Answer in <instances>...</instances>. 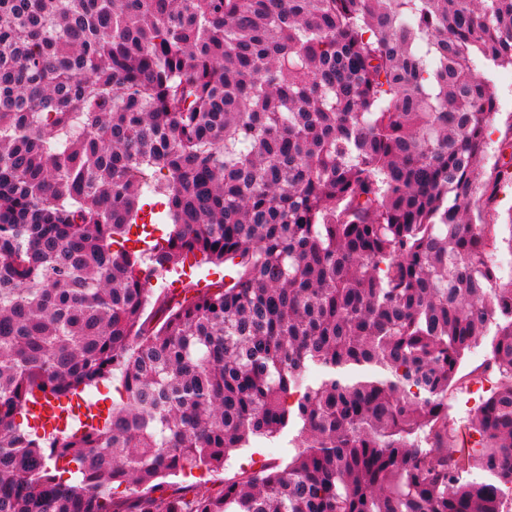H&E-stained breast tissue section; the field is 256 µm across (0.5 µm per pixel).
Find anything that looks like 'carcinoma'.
Returning a JSON list of instances; mask_svg holds the SVG:
<instances>
[{
	"label": "carcinoma",
	"mask_w": 512,
	"mask_h": 512,
	"mask_svg": "<svg viewBox=\"0 0 512 512\" xmlns=\"http://www.w3.org/2000/svg\"><path fill=\"white\" fill-rule=\"evenodd\" d=\"M487 61L512 0H0V512H504ZM190 254L229 280L148 311ZM492 327L464 481L448 394ZM112 387V379L103 380L97 387L86 389L82 397L86 402L95 404V407L107 409L112 406ZM289 438H291V436H283L279 439L274 438L271 440L262 439L254 443L252 445L253 448H242L232 452L224 463L223 471L212 473L211 475H203V477H201L202 483L205 480H209L207 484H202V487L206 486L210 488L214 482L219 483L220 481H224V478L233 477L240 472L242 468H249L252 459L259 462L256 467L261 464L262 460H275V462H278L282 459H288V457L295 453L294 448L288 445Z\"/></svg>",
	"instance_id": "cac0c4a2"
}]
</instances>
